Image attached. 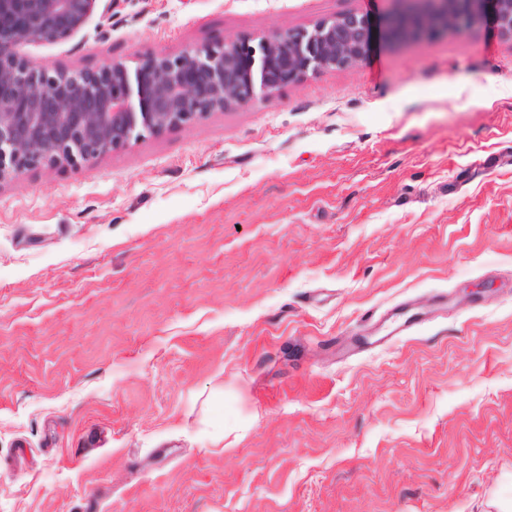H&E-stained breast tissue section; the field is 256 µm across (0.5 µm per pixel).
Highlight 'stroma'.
<instances>
[{
  "mask_svg": "<svg viewBox=\"0 0 512 512\" xmlns=\"http://www.w3.org/2000/svg\"><path fill=\"white\" fill-rule=\"evenodd\" d=\"M395 0H97L95 70ZM0 512H512V39L376 46L0 183Z\"/></svg>",
  "mask_w": 512,
  "mask_h": 512,
  "instance_id": "stroma-1",
  "label": "stroma"
}]
</instances>
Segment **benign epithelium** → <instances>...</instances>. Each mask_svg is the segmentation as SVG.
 Returning <instances> with one entry per match:
<instances>
[{
    "label": "benign epithelium",
    "instance_id": "1",
    "mask_svg": "<svg viewBox=\"0 0 512 512\" xmlns=\"http://www.w3.org/2000/svg\"><path fill=\"white\" fill-rule=\"evenodd\" d=\"M97 0H0V183L38 164H75L125 146L145 129L161 134L228 107L255 106L320 70L363 61L376 32L350 12L310 31L273 34L258 46L237 40L153 56L130 72L120 62L69 71L32 65L15 48L63 39ZM382 37L391 43L491 25L512 37V0H398Z\"/></svg>",
    "mask_w": 512,
    "mask_h": 512
}]
</instances>
